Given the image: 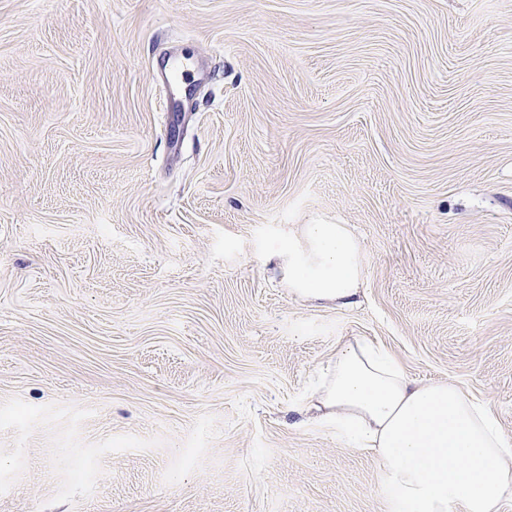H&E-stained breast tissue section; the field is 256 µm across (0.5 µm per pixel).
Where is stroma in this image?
<instances>
[{
    "instance_id": "stroma-1",
    "label": "stroma",
    "mask_w": 512,
    "mask_h": 512,
    "mask_svg": "<svg viewBox=\"0 0 512 512\" xmlns=\"http://www.w3.org/2000/svg\"><path fill=\"white\" fill-rule=\"evenodd\" d=\"M344 336L512 436V0H0V512H392L307 413ZM267 260L292 291L320 302L352 304L362 283L361 251L345 224L286 225Z\"/></svg>"
}]
</instances>
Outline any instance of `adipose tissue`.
I'll use <instances>...</instances> for the list:
<instances>
[{"label": "adipose tissue", "instance_id": "obj_1", "mask_svg": "<svg viewBox=\"0 0 512 512\" xmlns=\"http://www.w3.org/2000/svg\"><path fill=\"white\" fill-rule=\"evenodd\" d=\"M267 259L295 293L352 304L363 277L347 225L282 230ZM313 419L378 461L396 512H501L512 500V438L484 403L449 382L423 384L360 336L336 343Z\"/></svg>", "mask_w": 512, "mask_h": 512}]
</instances>
